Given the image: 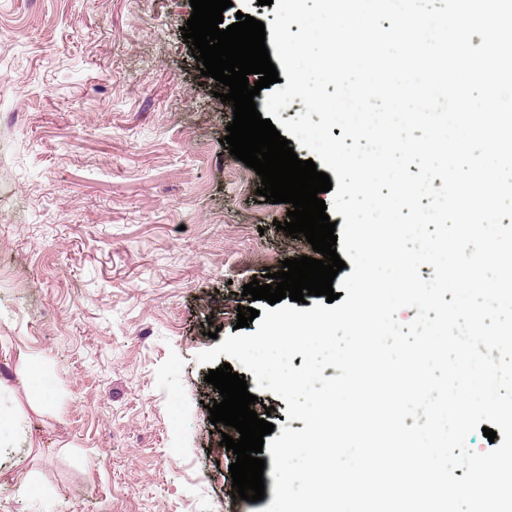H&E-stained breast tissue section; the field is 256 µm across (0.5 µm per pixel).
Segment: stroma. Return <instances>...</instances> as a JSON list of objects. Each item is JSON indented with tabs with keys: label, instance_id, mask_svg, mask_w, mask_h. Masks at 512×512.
Wrapping results in <instances>:
<instances>
[{
	"label": "stroma",
	"instance_id": "obj_1",
	"mask_svg": "<svg viewBox=\"0 0 512 512\" xmlns=\"http://www.w3.org/2000/svg\"><path fill=\"white\" fill-rule=\"evenodd\" d=\"M189 0H0V512H264L234 498L199 352L243 286L311 255L223 142L231 104L182 38ZM42 488L16 494L19 479Z\"/></svg>",
	"mask_w": 512,
	"mask_h": 512
}]
</instances>
